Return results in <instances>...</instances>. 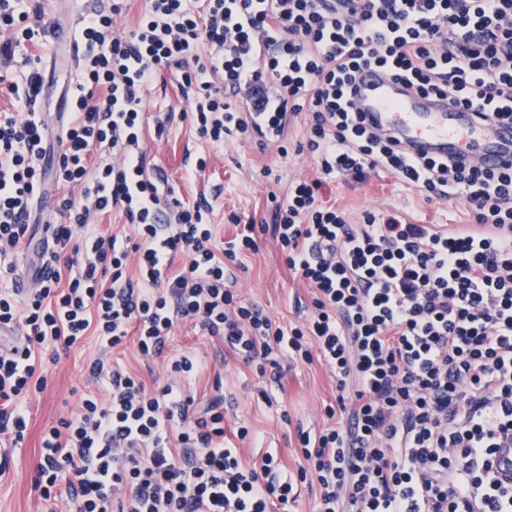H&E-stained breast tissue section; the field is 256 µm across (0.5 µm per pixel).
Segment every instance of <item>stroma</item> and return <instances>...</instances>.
<instances>
[{
  "mask_svg": "<svg viewBox=\"0 0 512 512\" xmlns=\"http://www.w3.org/2000/svg\"><path fill=\"white\" fill-rule=\"evenodd\" d=\"M41 23L48 31L49 63L41 64L48 77L41 94L45 119L51 137H58L57 117L66 111L75 86L77 68L69 61V49L58 36L76 31L77 22L96 6L111 7L112 0H39ZM190 102L182 94L176 71H164L144 93V140L150 170L163 172L175 198L187 202L196 198L212 199L213 222L219 239L232 237L236 229L228 223L229 212L248 217L269 218L273 204L265 186L256 181L261 167H268L272 177L289 181L310 177L315 164L308 155L289 149L287 155L260 150L256 145L237 140L225 141L223 148H213L197 139L189 123L173 122L163 134L155 132V118L161 112H185ZM206 157L207 167L195 178L185 170L192 159ZM325 193L351 215L374 208L393 210L417 224H467L470 210L466 203L427 202L418 190L407 187L393 175L379 173L359 187L328 181ZM237 286L242 295L257 304L277 322L286 324L306 315L311 293L288 270L276 242L269 237L259 242L258 252L248 254L242 268L236 269ZM100 344L89 336L79 345L45 351L43 371L45 389L33 395L29 404V424L23 441L10 449L5 469L0 470V512H53L54 502L43 499L34 488L36 467L45 431L60 416L74 412L81 396L96 390L88 374ZM195 355L202 369L191 383L196 406L214 398L224 400V430L229 445L240 446L244 454L262 456L272 453L281 458L286 470L296 471L303 458L299 449V429L321 427V410L334 402L336 386L327 368L320 362L284 364L278 382L260 375L255 367L224 354L217 339L208 336L193 321L179 322L166 343L164 355L151 363L142 362L135 339L114 350L111 359L153 389L164 384L168 356ZM290 422H283V415ZM246 426L250 434L238 439L236 429Z\"/></svg>",
  "mask_w": 512,
  "mask_h": 512,
  "instance_id": "stroma-1",
  "label": "stroma"
}]
</instances>
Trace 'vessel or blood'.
<instances>
[{"label": "vessel or blood", "mask_w": 512, "mask_h": 512, "mask_svg": "<svg viewBox=\"0 0 512 512\" xmlns=\"http://www.w3.org/2000/svg\"><path fill=\"white\" fill-rule=\"evenodd\" d=\"M366 126L396 140L414 156H445L468 145L469 163L505 167L512 164V124L479 123L473 110L407 93L403 85L377 69L364 70L354 97Z\"/></svg>", "instance_id": "vessel-or-blood-1"}]
</instances>
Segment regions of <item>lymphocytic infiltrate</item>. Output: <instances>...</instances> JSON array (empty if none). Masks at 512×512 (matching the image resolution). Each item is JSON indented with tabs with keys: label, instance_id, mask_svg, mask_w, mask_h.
Returning <instances> with one entry per match:
<instances>
[{
	"label": "lymphocytic infiltrate",
	"instance_id": "obj_1",
	"mask_svg": "<svg viewBox=\"0 0 512 512\" xmlns=\"http://www.w3.org/2000/svg\"><path fill=\"white\" fill-rule=\"evenodd\" d=\"M27 0H0V447H16L27 401L42 391V351L86 337L104 348L135 335L160 357L178 321H196L237 359L280 377L283 362L320 360L336 383L317 434L298 432L305 464L285 473L224 443V411L200 414L185 391L200 362L169 363L168 381L95 358L103 390L43 437L35 484L64 487L76 512H271L315 482L317 512H512V479L496 459L512 448V166L464 164L462 155L411 157L365 126L351 96L363 69L384 70L420 95L455 107L482 104L512 122V0H147L130 29L120 4L82 18L83 46L70 112L58 137L57 219L30 288L15 262L31 240L44 191L47 125L39 109L45 31ZM270 48L256 58L254 47ZM177 68L189 121L220 147L235 136L318 166L314 179L271 185L270 223L242 221L216 245L214 207L173 198L149 175L143 93ZM394 174L427 201H462L473 221L414 224L364 211L352 221L322 200L324 182L365 184ZM118 214L134 240L103 230ZM271 234L310 288L312 309L283 326L235 286L232 262ZM185 264L172 271L175 256Z\"/></svg>",
	"mask_w": 512,
	"mask_h": 512
}]
</instances>
